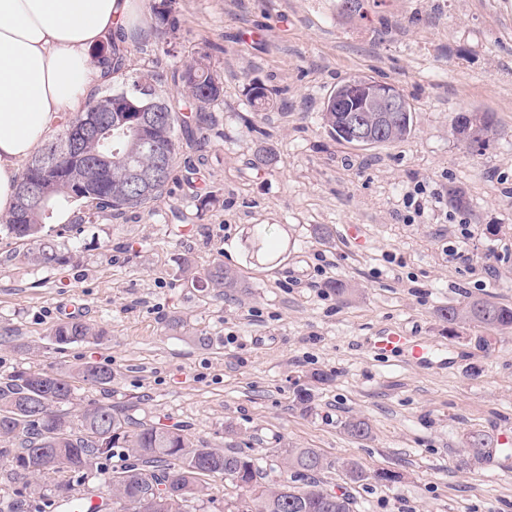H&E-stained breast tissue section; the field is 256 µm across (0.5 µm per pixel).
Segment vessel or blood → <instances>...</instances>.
I'll use <instances>...</instances> for the list:
<instances>
[{"label":"vessel or blood","instance_id":"1","mask_svg":"<svg viewBox=\"0 0 512 512\" xmlns=\"http://www.w3.org/2000/svg\"><path fill=\"white\" fill-rule=\"evenodd\" d=\"M367 345L372 356L398 353L408 361L427 368L443 370L456 363L447 345L407 334L394 327L381 328L373 339L368 340Z\"/></svg>","mask_w":512,"mask_h":512}]
</instances>
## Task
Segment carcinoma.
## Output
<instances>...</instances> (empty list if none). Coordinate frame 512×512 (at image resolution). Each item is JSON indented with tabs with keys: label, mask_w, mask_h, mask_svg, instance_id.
<instances>
[{
	"label": "carcinoma",
	"mask_w": 512,
	"mask_h": 512,
	"mask_svg": "<svg viewBox=\"0 0 512 512\" xmlns=\"http://www.w3.org/2000/svg\"><path fill=\"white\" fill-rule=\"evenodd\" d=\"M153 31L160 40L175 30L176 21L166 3L149 4ZM112 77L122 78V87L112 95H124L139 107L151 108L156 102L163 111L154 113L152 124L142 130L120 123L123 113H112V129L97 139H86L79 147L70 176L59 179L44 174L29 163L20 183L40 179L48 182V200L43 205L27 208L16 204L3 229L7 234L29 245L21 258L33 265L60 263L54 236L46 230L45 221L56 208L85 203L93 209L89 216L113 214L140 208L160 198L167 191L177 164L179 144L189 136L188 124L180 119L179 105L156 94L152 84L127 67L126 49L112 46ZM196 111L204 112L222 96L223 86L207 56L203 55L177 72ZM383 86L374 78L357 74L334 87L324 98L321 120L328 134L341 143L375 147L377 141L358 142L352 138L348 113L336 111L342 99H353L359 107L366 105L364 90ZM406 111L395 112L393 141L411 135L414 112L409 99L397 87ZM253 111L265 112L272 107L267 88L252 83L247 88ZM87 112L74 115L50 141L59 144L75 134ZM461 131L469 127L497 134L498 121L492 112H459L455 115ZM151 141L167 157L166 166L158 174L156 162L145 146ZM112 152V164L106 177L91 172L89 162L104 152ZM198 287L212 288L231 295L244 287L239 274L213 263ZM439 319L453 331L459 324H474L490 331L512 330V307L490 298L476 299L464 305H448L437 310ZM103 333L89 324L72 319L55 325L50 331L54 345L63 348L82 342L98 341ZM109 391L112 368L85 362L67 374L52 370L18 369L0 378V512H24L30 505L40 508L46 493L31 482L51 474L73 473L80 480H61L50 493L60 501L73 502L83 496L81 486L89 475L101 470L117 457L122 461L111 468L109 479L124 476L120 488H109L112 512H197L208 496L209 478H227L241 494L224 506V512H353V500L313 483L293 487L288 500L259 493L265 479L261 459L240 451L217 450L204 453L202 444L191 442L176 427L158 426L135 420L123 409L110 404L93 403L79 408L75 403L72 381ZM19 462L17 471L11 462ZM282 466L295 478H305L323 468L320 454L313 448H288L282 453ZM147 472L156 488L153 500L143 496L142 472Z\"/></svg>",
	"instance_id": "cac0c4a2"
}]
</instances>
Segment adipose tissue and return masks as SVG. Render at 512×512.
Returning a JSON list of instances; mask_svg holds the SVG:
<instances>
[{
  "instance_id": "adipose-tissue-1",
  "label": "adipose tissue",
  "mask_w": 512,
  "mask_h": 512,
  "mask_svg": "<svg viewBox=\"0 0 512 512\" xmlns=\"http://www.w3.org/2000/svg\"><path fill=\"white\" fill-rule=\"evenodd\" d=\"M139 0H0V217L25 165L106 80L100 46L137 37Z\"/></svg>"
}]
</instances>
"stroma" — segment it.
I'll return each mask as SVG.
<instances>
[{
	"mask_svg": "<svg viewBox=\"0 0 512 512\" xmlns=\"http://www.w3.org/2000/svg\"><path fill=\"white\" fill-rule=\"evenodd\" d=\"M339 4L171 0L168 40L128 46L130 71L179 100L190 124L173 73L208 57L223 82L208 144L183 146L166 194L146 207L92 222L83 204L55 214L66 264H26L25 244L0 232V377L110 366L109 392L76 384L80 405L128 407L218 449L234 427L236 449L261 457L272 480L288 477L281 449H316L315 482L349 493L354 512H512V332L451 330L437 315L478 297L512 306V0H364L351 14ZM357 73L403 89L407 139L362 149L327 134L323 98ZM254 81L274 100L258 116ZM464 111L497 116L483 153L452 135ZM263 146L275 159L258 168ZM451 186L468 209L449 207ZM418 188L431 202L417 218ZM209 191L218 201L200 211ZM463 224L472 236L455 259ZM257 226L274 257L250 256ZM219 259L245 283L229 299L191 284ZM333 280L350 295L336 297ZM70 315L103 339L56 349L49 333ZM386 325L448 340L461 357L445 370L374 359L362 341ZM353 420L369 439L346 433ZM473 433L490 437L485 455L468 448ZM349 461L363 481H349ZM382 470L396 481L375 480Z\"/></svg>",
	"mask_w": 512,
	"mask_h": 512,
	"instance_id": "1",
	"label": "stroma"
}]
</instances>
